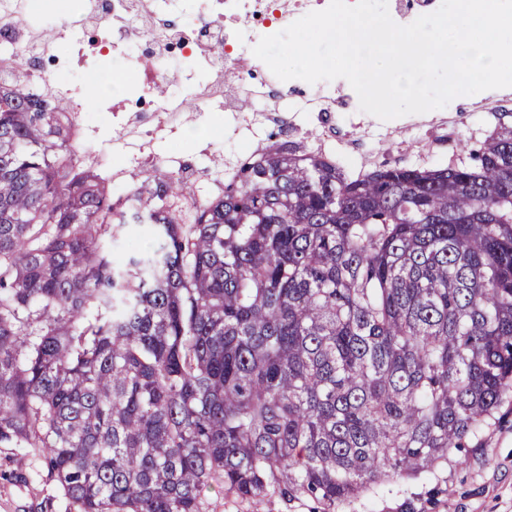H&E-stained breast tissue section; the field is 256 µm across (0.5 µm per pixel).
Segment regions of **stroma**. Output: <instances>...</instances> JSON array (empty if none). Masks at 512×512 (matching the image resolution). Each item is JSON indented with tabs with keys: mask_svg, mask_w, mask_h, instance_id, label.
<instances>
[{
	"mask_svg": "<svg viewBox=\"0 0 512 512\" xmlns=\"http://www.w3.org/2000/svg\"><path fill=\"white\" fill-rule=\"evenodd\" d=\"M268 100L251 112H106L82 107L71 113L80 168L103 177L115 207L124 209L148 177L181 178L179 210L223 195L248 158L269 146L289 144L322 156L354 177L381 166L440 168L468 162L466 145L479 146L499 123H512V89L449 103L424 114L380 120L359 111L344 79L330 81V112L265 111L287 97L297 104L305 81H264ZM205 512H325L307 496L267 494L241 498L214 484L202 493ZM0 512H77L39 460L0 447ZM336 512H512V398L503 400L488 428L454 451L432 472L398 476Z\"/></svg>",
	"mask_w": 512,
	"mask_h": 512,
	"instance_id": "1",
	"label": "stroma"
}]
</instances>
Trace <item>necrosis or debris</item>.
Listing matches in <instances>:
<instances>
[{"mask_svg": "<svg viewBox=\"0 0 512 512\" xmlns=\"http://www.w3.org/2000/svg\"><path fill=\"white\" fill-rule=\"evenodd\" d=\"M182 0H79L71 21L58 29L60 38L76 42L78 27H92L100 32V52L122 46L128 48L131 67L137 71L135 94L151 105L152 111H173L182 95H190L199 109L239 111L242 101L252 98L253 85L244 74L242 57L247 47L255 45L260 31L250 27L251 19L261 17L267 23L325 9L329 0H192L190 19L183 25L156 29L157 17L175 10ZM41 0H0V15L15 17L14 26L0 32V53L24 54L30 62L29 78L39 87L48 79L38 62L42 57L39 43L30 38L28 18L42 13ZM223 54H216V47ZM179 48L177 59L187 72L204 68L206 82L184 88L171 84L160 93L163 73L159 63L172 48Z\"/></svg>", "mask_w": 512, "mask_h": 512, "instance_id": "necrosis-or-debris-1", "label": "necrosis or debris"}]
</instances>
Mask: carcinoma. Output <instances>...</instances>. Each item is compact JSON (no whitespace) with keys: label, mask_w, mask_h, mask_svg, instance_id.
<instances>
[{"label":"carcinoma","mask_w":512,"mask_h":512,"mask_svg":"<svg viewBox=\"0 0 512 512\" xmlns=\"http://www.w3.org/2000/svg\"><path fill=\"white\" fill-rule=\"evenodd\" d=\"M0 85V445L78 512L334 506L428 472L512 391V124L468 166L355 179L290 145L176 214L146 178L116 212L58 155L73 106ZM150 244L116 257L110 226ZM206 512H323L327 506L310 497L294 498L279 494H267L241 498L224 489V485L213 484L202 493Z\"/></svg>","instance_id":"1"}]
</instances>
